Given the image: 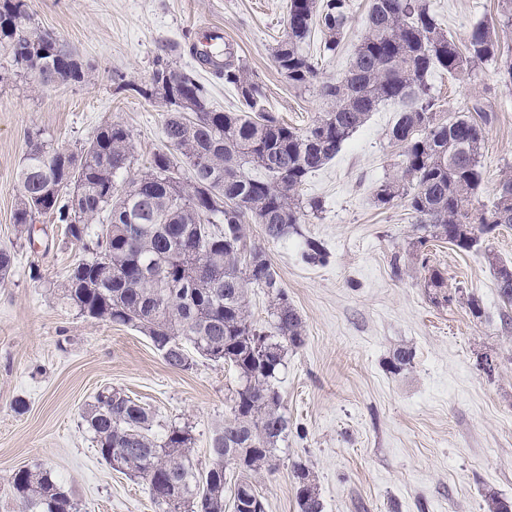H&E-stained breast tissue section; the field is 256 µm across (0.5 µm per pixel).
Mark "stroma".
Here are the masks:
<instances>
[{
	"mask_svg": "<svg viewBox=\"0 0 512 512\" xmlns=\"http://www.w3.org/2000/svg\"><path fill=\"white\" fill-rule=\"evenodd\" d=\"M353 8L338 55L322 58L323 77L346 69L366 33L370 0ZM443 29L465 43L480 22L498 23V0H431ZM32 33L64 39L89 69L82 83L40 88L0 47V247L15 253L0 282V512H15L11 477L41 465L75 499L79 512H156L147 485L110 469L82 417L105 386L150 408L155 434L189 427L195 456L210 463L215 431L231 415L239 379L221 362L195 357L189 370L170 367L136 329L87 317L62 284L87 257L53 215L37 220L28 242L12 216L17 172L30 141L71 153L109 123L132 135L133 157L117 184L146 170L165 145V107L134 92L165 57L203 83L213 109L237 111L234 88L189 53L200 26L221 28L237 60L262 82L266 112L306 129L328 108L315 87L288 83L273 61L287 28L288 0H28ZM431 93L442 115L481 103L492 112L481 163L484 183L472 201L484 212L500 179L512 174V83L497 63L468 77L433 72ZM398 108L379 105L336 157L312 173L303 197L323 202L318 217L262 244L305 339L287 347L275 385L288 415L274 473H261L264 512H298L293 466L313 473L324 512H486L488 493L512 499V306L502 302L489 256L512 261V226L480 250L458 251L431 239L417 257L418 236L404 200L380 207V184L398 170L389 136ZM320 241L326 264L301 258L306 239ZM447 273L448 302H434L429 269ZM480 315H472L470 300ZM413 354L401 367L396 354ZM494 372H484L481 357ZM27 404L14 409L16 399Z\"/></svg>",
	"mask_w": 512,
	"mask_h": 512,
	"instance_id": "stroma-1",
	"label": "stroma"
}]
</instances>
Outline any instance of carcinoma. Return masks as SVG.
Instances as JSON below:
<instances>
[{"label": "carcinoma", "mask_w": 512, "mask_h": 512, "mask_svg": "<svg viewBox=\"0 0 512 512\" xmlns=\"http://www.w3.org/2000/svg\"><path fill=\"white\" fill-rule=\"evenodd\" d=\"M350 9V0L288 5L275 64L290 84L314 86L330 104L302 131L260 108L262 85L233 55L215 65V73L237 91L239 112L212 110L193 76L159 58L154 73H168L177 84L158 81L152 92L140 88L138 94L164 103L166 146L125 190L115 178L130 162L133 145L130 131L118 122L101 127L79 154L63 159L38 140L18 171L22 194L13 222L20 231L32 235L37 216L50 213L71 241L92 248V256L76 263L63 282L64 295L81 313L136 328L175 369L191 367V347L238 373L232 416L212 438L205 470L188 428L172 426L157 436L152 411L121 391L102 389L83 415L97 452L113 470L145 482L158 512H224L229 448L239 451L234 490L246 495L245 504L264 509L255 474L273 469L276 447L288 435L276 374L284 345H302L304 323L265 249L251 241L249 224L261 225L266 239L279 240L303 216L321 213L322 201L301 196V187L379 104L399 106L390 140L402 154L396 176L378 187L376 200L385 206L407 199L422 232L417 246L431 236L469 252L479 248L481 236L512 224V175L500 180L487 211L475 216L468 209L484 181L488 113L475 105L470 114L437 116L428 82L435 70L465 75L494 60L512 80V47L483 22L458 45L429 0H372L366 35L346 70L324 79L307 40L317 28L319 51L338 53ZM29 20L25 0H0V45L11 47L15 64L38 69L43 87L65 73L73 81L85 79L81 64L62 54L66 43L29 33ZM249 166L264 176L249 174ZM303 258L323 263L327 252L309 239ZM490 262L499 296L512 306V263L495 256ZM251 286L271 298L270 334L250 320ZM294 479L298 512H324L310 469L296 464ZM11 484L20 512H78L47 468L17 470Z\"/></svg>", "instance_id": "carcinoma-1"}]
</instances>
